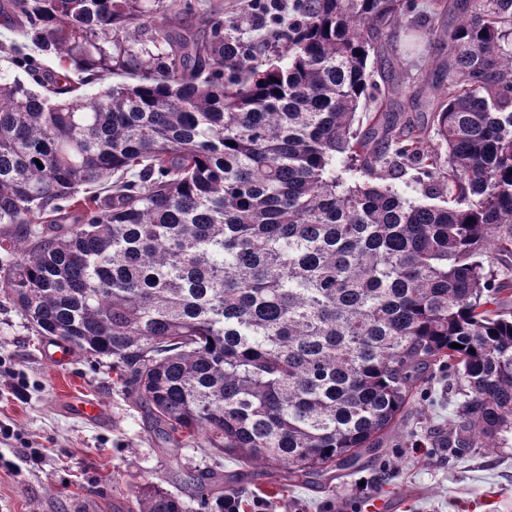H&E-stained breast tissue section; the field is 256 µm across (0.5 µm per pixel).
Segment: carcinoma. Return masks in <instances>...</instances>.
I'll return each instance as SVG.
<instances>
[{
	"mask_svg": "<svg viewBox=\"0 0 512 512\" xmlns=\"http://www.w3.org/2000/svg\"><path fill=\"white\" fill-rule=\"evenodd\" d=\"M163 2L0 3L16 35L0 47L30 78L0 77V293L111 359L171 447L278 476L270 498L357 469L437 369L460 395L448 453L500 447L512 0H428L422 19L415 0H289L273 58L220 11L173 34ZM402 27L448 48L426 125L390 109L405 78L368 70ZM118 74L137 82L84 93ZM408 174L442 203H407ZM195 499L250 507L231 476ZM128 512L189 509L150 483Z\"/></svg>",
	"mask_w": 512,
	"mask_h": 512,
	"instance_id": "carcinoma-1",
	"label": "carcinoma"
}]
</instances>
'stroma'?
<instances>
[{
    "label": "stroma",
    "mask_w": 512,
    "mask_h": 512,
    "mask_svg": "<svg viewBox=\"0 0 512 512\" xmlns=\"http://www.w3.org/2000/svg\"><path fill=\"white\" fill-rule=\"evenodd\" d=\"M440 43L401 36L384 56L370 59L375 73H409V92L392 106L425 122L414 94L436 92L424 79L442 55ZM54 346L13 303L0 296V512H126L139 487L156 482L186 495L188 476L212 464L201 448L161 445L145 408L133 404L112 382V361L80 352L54 364ZM23 394H14L17 379ZM102 404L103 419L89 421L69 406L73 395ZM447 373L436 374L412 403L401 432L364 458L353 476L287 487L268 512H368L373 500L391 502L390 512H512V435L488 453L476 448L464 458L441 448L454 419ZM42 449L31 460L30 448Z\"/></svg>",
    "instance_id": "1"
}]
</instances>
